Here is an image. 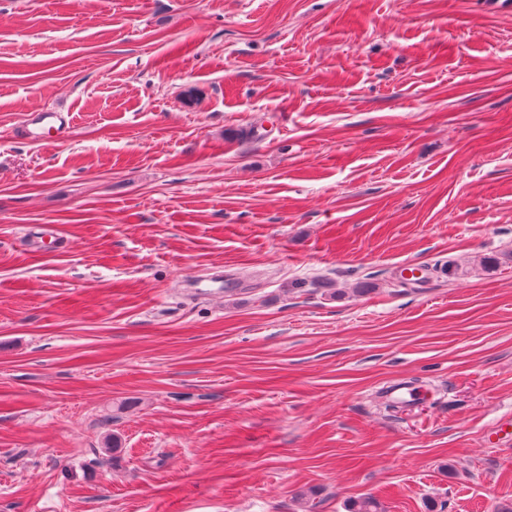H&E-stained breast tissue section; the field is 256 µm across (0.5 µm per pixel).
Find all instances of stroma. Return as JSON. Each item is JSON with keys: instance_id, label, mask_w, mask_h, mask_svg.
I'll return each instance as SVG.
<instances>
[{"instance_id": "1", "label": "stroma", "mask_w": 512, "mask_h": 512, "mask_svg": "<svg viewBox=\"0 0 512 512\" xmlns=\"http://www.w3.org/2000/svg\"><path fill=\"white\" fill-rule=\"evenodd\" d=\"M366 494L512 503V13L0 0V512ZM71 115L69 112H41L32 123V128L25 127L21 134L27 140H35L41 137H51L62 140L70 128ZM383 395L391 400L399 402L401 408L411 409L422 400V393L414 392V389L401 383H394L388 386Z\"/></svg>"}]
</instances>
